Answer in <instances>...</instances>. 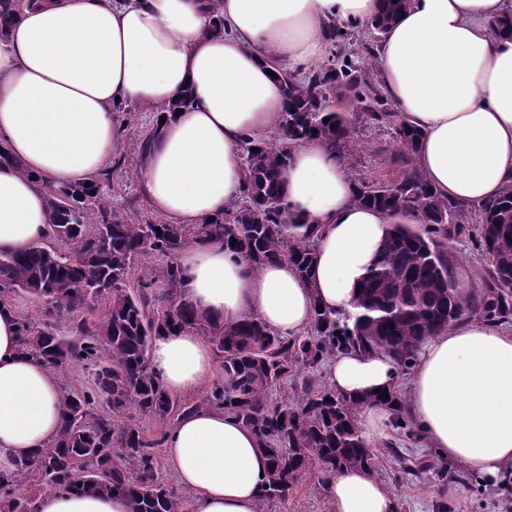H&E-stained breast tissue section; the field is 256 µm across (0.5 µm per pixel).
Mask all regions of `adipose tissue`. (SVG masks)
Wrapping results in <instances>:
<instances>
[{
    "label": "adipose tissue",
    "mask_w": 512,
    "mask_h": 512,
    "mask_svg": "<svg viewBox=\"0 0 512 512\" xmlns=\"http://www.w3.org/2000/svg\"><path fill=\"white\" fill-rule=\"evenodd\" d=\"M381 0H32L0 35V252L49 235L44 180L81 184L102 173L115 114L131 103L160 118L142 170L154 210L174 224L219 217L242 187L246 138H264L284 110V73L319 63L329 24L366 25ZM512 0H410L377 53L385 89L423 137L416 163L443 197L468 205L512 184V33L494 30ZM223 17L216 27L215 17ZM189 95L187 108L170 106ZM354 181L325 143L292 154L285 182L302 222L318 225L309 277L288 263L250 271L223 243L178 257L184 297L231 323L258 317L282 337L303 336L315 308L354 310L359 286L392 225L414 215L358 205ZM19 315L0 305V476L48 447L62 428L61 383L23 354ZM151 367L171 395L193 393L214 371L207 341L165 332ZM326 379L344 396L392 389L399 367L383 352L347 350ZM410 417L440 458L488 482L512 470V331L456 322L419 348L407 383ZM168 469L192 512H257L268 459L252 432L223 411L186 413L164 442ZM330 512H396L395 494L369 468L324 485ZM37 512H128L124 497L52 491Z\"/></svg>",
    "instance_id": "1"
}]
</instances>
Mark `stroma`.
I'll list each match as a JSON object with an SVG mask.
<instances>
[{"instance_id": "obj_1", "label": "stroma", "mask_w": 512, "mask_h": 512, "mask_svg": "<svg viewBox=\"0 0 512 512\" xmlns=\"http://www.w3.org/2000/svg\"><path fill=\"white\" fill-rule=\"evenodd\" d=\"M154 110L131 105L116 115L117 146L109 164L110 179L104 186L113 211L128 222L156 221L144 189L141 171L144 158L141 142L155 126ZM387 129L357 123L352 146L359 173L383 177L395 173L390 161H378L376 150L388 143ZM376 477L396 495L398 512H502L501 502L512 495V475L496 483L482 482L456 464H449L447 478H439L434 467L439 456L418 439H408L402 429H394L375 448ZM457 495H449V487ZM327 499L317 474H309L299 484L287 505H265L258 512H326Z\"/></svg>"}]
</instances>
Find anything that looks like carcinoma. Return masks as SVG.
Returning <instances> with one entry per match:
<instances>
[{"label": "carcinoma", "mask_w": 512, "mask_h": 512, "mask_svg": "<svg viewBox=\"0 0 512 512\" xmlns=\"http://www.w3.org/2000/svg\"><path fill=\"white\" fill-rule=\"evenodd\" d=\"M410 0H383L367 26L364 52L375 60L389 27ZM28 0H0V34ZM358 30L331 33L327 61L304 78L287 77V102L277 126L278 142H245L241 199L224 216L204 224L162 221L129 224L112 212L102 185L104 172L81 185L45 182L52 238L62 247L32 246L0 254V303L20 290L42 308V318L19 317L23 353L49 370L80 365L95 371L96 388L61 389L62 431L34 456L18 461L13 476L0 478V512H36L37 496L16 494L19 481L48 490L125 497L129 512H189L188 500L159 482L157 448L166 432L152 436L128 412L171 426L199 407L222 409L256 436L270 460L260 504L285 502L312 468L325 480L347 468H376V456L358 425L367 403L389 404L402 414L403 399L388 392L352 399L327 385L304 382L302 394L274 398L281 381L345 350H382L411 368L421 344L452 322L480 314L505 321L512 316V185L497 198L464 206L439 195L415 166L421 132L386 108L387 94L376 73L357 64L346 45ZM333 97L353 98L361 111L324 105ZM328 122H323L324 118ZM390 130L392 178H355L356 203L384 213L404 210L418 219L394 224L363 280L353 315L315 311L308 335L285 338L254 316L226 323L182 298L177 257L189 244L214 240L260 270L287 262L307 276L314 261L316 227L299 222L282 193L291 151L310 139L322 140L346 163L353 156L356 121ZM258 151H251L252 147ZM474 227L485 261L486 291L470 292L458 279L448 239ZM235 244H230L231 239ZM159 257L137 285L136 262ZM163 283L165 290L156 291ZM75 338L63 337L64 325ZM163 330H191L205 337L221 360L222 375L202 402L186 405L165 391L154 375L149 352ZM108 411L98 413V392Z\"/></svg>", "instance_id": "carcinoma-1"}]
</instances>
